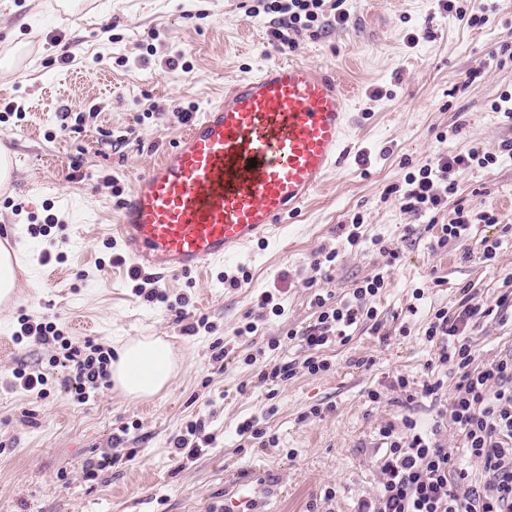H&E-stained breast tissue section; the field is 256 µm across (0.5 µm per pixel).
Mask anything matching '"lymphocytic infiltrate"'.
I'll return each instance as SVG.
<instances>
[{
	"mask_svg": "<svg viewBox=\"0 0 512 512\" xmlns=\"http://www.w3.org/2000/svg\"><path fill=\"white\" fill-rule=\"evenodd\" d=\"M263 9L272 17L274 37L288 44V30L310 27L323 16L325 0H265ZM472 156L440 158L437 168L422 167L408 175L403 194L405 210L425 213L444 202L434 188L433 171L447 172L457 166L470 167ZM385 281L375 277L352 290L346 302L329 305L315 296L317 322L303 335L308 350L304 366L309 374L326 371L329 364L321 351L335 341H346L347 330L376 313L367 308V298L376 296ZM487 311L473 296L463 295L455 311L441 308L430 317L425 335L439 345V361L452 364L462 375L457 393L439 417L450 418L462 443L463 457L443 448L434 434L418 429L416 422L404 420L402 427L388 424L379 430L385 452L379 460L380 482L375 494L362 500L357 512H512V351L493 360L479 372L469 369L473 361L468 337L471 323ZM20 338L53 349L47 368L18 367L12 372L13 386L46 395L53 379L49 368L59 365L72 369L78 383L76 397L85 400L88 390L99 388L109 376L111 350L89 345L73 348L53 322L21 316ZM485 475L483 486L473 483L472 466Z\"/></svg>",
	"mask_w": 512,
	"mask_h": 512,
	"instance_id": "f902f5d3",
	"label": "lymphocytic infiltrate"
}]
</instances>
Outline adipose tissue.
Listing matches in <instances>:
<instances>
[{
    "label": "adipose tissue",
    "mask_w": 512,
    "mask_h": 512,
    "mask_svg": "<svg viewBox=\"0 0 512 512\" xmlns=\"http://www.w3.org/2000/svg\"><path fill=\"white\" fill-rule=\"evenodd\" d=\"M110 371L115 386L126 397L147 400L170 386L177 374V360L161 338L139 336L117 350Z\"/></svg>",
    "instance_id": "obj_1"
}]
</instances>
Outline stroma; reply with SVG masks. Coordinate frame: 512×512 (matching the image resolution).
I'll use <instances>...</instances> for the list:
<instances>
[{
  "instance_id": "obj_1",
  "label": "stroma",
  "mask_w": 512,
  "mask_h": 512,
  "mask_svg": "<svg viewBox=\"0 0 512 512\" xmlns=\"http://www.w3.org/2000/svg\"><path fill=\"white\" fill-rule=\"evenodd\" d=\"M455 5L341 0L346 22L291 32L287 48L259 0H79L70 10L57 0H0V57L22 45L27 69L22 81L0 76V149L16 165L0 184V229L18 232L22 298L0 308V512H237L246 497L257 512H355L379 484L380 426L408 417L458 452L456 429L437 419L459 374L439 363L425 330L463 294L494 307L512 289V232L501 231L512 225V153L503 149L512 121L491 109L512 93V62L495 58L512 48V0ZM483 11L487 22L471 24ZM276 60L335 68L357 88L350 157L276 239L250 257L167 278L168 303L146 302L112 237L123 200L185 131L176 109L200 115L227 83ZM10 104L23 116L6 114ZM472 152L495 160L450 169L456 191L438 209H402L408 174ZM460 205L495 224L478 219L467 241L438 246L439 225ZM50 215L48 234H32ZM356 218L364 239L354 247L341 227ZM376 238L397 252L394 263ZM487 238L499 246L485 261ZM322 250L337 251L336 261L317 263ZM378 275L376 320L349 328L346 342L323 351L329 371L309 374L306 349L289 332L315 324V295L340 303ZM267 291L282 312L260 318ZM23 314L50 319L79 348L162 337L180 372L139 403L110 386L78 402L61 368L47 396L9 387L15 367L48 359L47 349L16 343ZM250 322L255 332H245ZM470 340L476 371L511 349L512 308L477 319ZM285 363L293 378L259 383L264 365ZM435 380L437 398L423 397ZM250 418L271 436L266 447L239 435ZM199 419L214 440L180 460L170 441Z\"/></svg>"
}]
</instances>
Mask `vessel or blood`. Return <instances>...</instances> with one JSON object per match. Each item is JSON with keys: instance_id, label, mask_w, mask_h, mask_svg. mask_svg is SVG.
I'll use <instances>...</instances> for the list:
<instances>
[{"instance_id": "1", "label": "vessel or blood", "mask_w": 512, "mask_h": 512, "mask_svg": "<svg viewBox=\"0 0 512 512\" xmlns=\"http://www.w3.org/2000/svg\"><path fill=\"white\" fill-rule=\"evenodd\" d=\"M353 94L296 60L234 82L124 200L116 237L134 269L190 274L268 241L346 161Z\"/></svg>"}]
</instances>
